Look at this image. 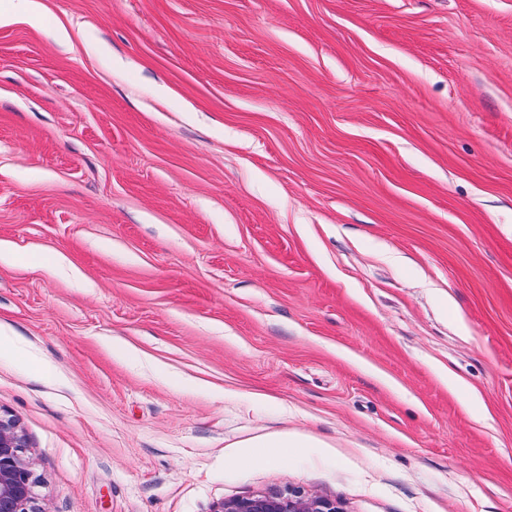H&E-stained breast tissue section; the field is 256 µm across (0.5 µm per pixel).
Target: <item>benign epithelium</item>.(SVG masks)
I'll use <instances>...</instances> for the list:
<instances>
[{
    "instance_id": "benign-epithelium-1",
    "label": "benign epithelium",
    "mask_w": 512,
    "mask_h": 512,
    "mask_svg": "<svg viewBox=\"0 0 512 512\" xmlns=\"http://www.w3.org/2000/svg\"><path fill=\"white\" fill-rule=\"evenodd\" d=\"M17 425L0 416V512H42L36 507L32 462ZM210 512H343L339 504L296 489H272L223 500Z\"/></svg>"
}]
</instances>
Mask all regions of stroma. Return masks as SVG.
I'll list each match as a JSON object with an SVG mask.
<instances>
[{
    "label": "stroma",
    "instance_id": "obj_1",
    "mask_svg": "<svg viewBox=\"0 0 512 512\" xmlns=\"http://www.w3.org/2000/svg\"><path fill=\"white\" fill-rule=\"evenodd\" d=\"M44 3L0 26L42 512H512V0ZM210 512H343V510L334 500L286 488L223 500L215 504Z\"/></svg>",
    "mask_w": 512,
    "mask_h": 512
}]
</instances>
